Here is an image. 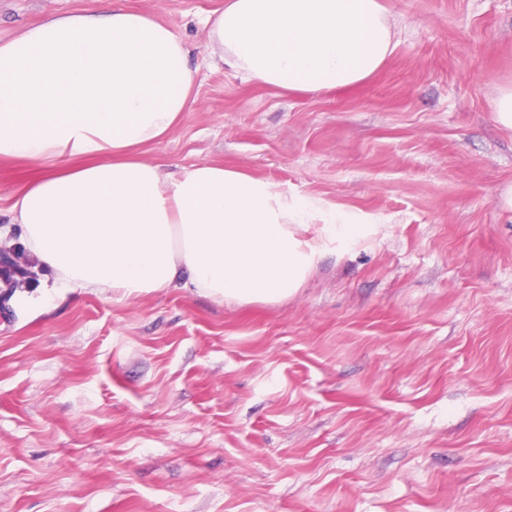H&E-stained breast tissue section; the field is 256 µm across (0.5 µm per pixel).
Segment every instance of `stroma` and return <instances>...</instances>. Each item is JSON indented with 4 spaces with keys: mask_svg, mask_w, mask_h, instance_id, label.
<instances>
[{
    "mask_svg": "<svg viewBox=\"0 0 512 512\" xmlns=\"http://www.w3.org/2000/svg\"><path fill=\"white\" fill-rule=\"evenodd\" d=\"M194 91L143 159L219 163L375 232L276 303L0 288V512H512V0H381L395 49L317 95L208 46L224 0H122ZM85 0H0V40ZM0 160V240L27 267ZM494 109L498 124L503 128L512 129V87L499 92Z\"/></svg>",
    "mask_w": 512,
    "mask_h": 512,
    "instance_id": "35a3bbf8",
    "label": "stroma"
}]
</instances>
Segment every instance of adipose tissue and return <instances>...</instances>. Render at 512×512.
I'll use <instances>...</instances> for the list:
<instances>
[{
	"label": "adipose tissue",
	"instance_id": "ef3b65f1",
	"mask_svg": "<svg viewBox=\"0 0 512 512\" xmlns=\"http://www.w3.org/2000/svg\"><path fill=\"white\" fill-rule=\"evenodd\" d=\"M208 37L245 79L308 94L362 82L394 48L380 0H225ZM192 88L181 37L116 0L0 41V159L44 168L14 193L12 221L60 283L278 302L367 236L368 225L221 164L162 177L138 151L172 131Z\"/></svg>",
	"mask_w": 512,
	"mask_h": 512
}]
</instances>
